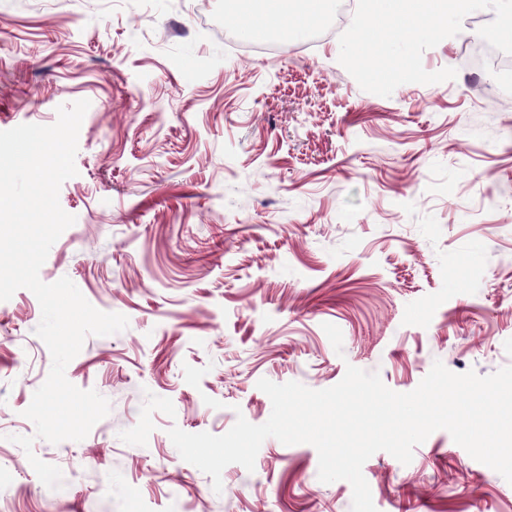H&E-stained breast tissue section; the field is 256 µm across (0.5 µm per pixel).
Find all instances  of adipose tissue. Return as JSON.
<instances>
[{
	"label": "adipose tissue",
	"instance_id": "obj_1",
	"mask_svg": "<svg viewBox=\"0 0 512 512\" xmlns=\"http://www.w3.org/2000/svg\"><path fill=\"white\" fill-rule=\"evenodd\" d=\"M228 14L245 36L261 39L319 26L332 0H230Z\"/></svg>",
	"mask_w": 512,
	"mask_h": 512
}]
</instances>
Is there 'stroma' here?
Instances as JSON below:
<instances>
[{
    "mask_svg": "<svg viewBox=\"0 0 512 512\" xmlns=\"http://www.w3.org/2000/svg\"><path fill=\"white\" fill-rule=\"evenodd\" d=\"M224 9L0 0V131L90 102L59 192L76 221L39 276L129 320L65 371L108 415L53 444L23 415L52 364L39 302H0V512H351L312 445L266 439L217 492L168 431L265 423L263 378L320 390L352 365L407 393L437 360L512 366V84L473 62L478 24L422 55L455 79L382 97L339 63L338 36L255 51ZM362 472L377 512H512V484L444 430Z\"/></svg>",
    "mask_w": 512,
    "mask_h": 512,
    "instance_id": "1",
    "label": "stroma"
}]
</instances>
